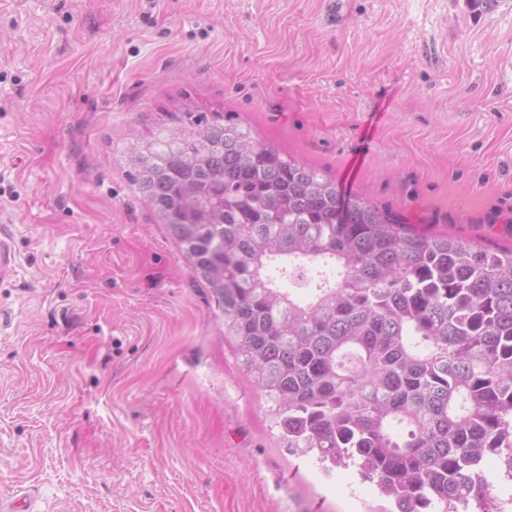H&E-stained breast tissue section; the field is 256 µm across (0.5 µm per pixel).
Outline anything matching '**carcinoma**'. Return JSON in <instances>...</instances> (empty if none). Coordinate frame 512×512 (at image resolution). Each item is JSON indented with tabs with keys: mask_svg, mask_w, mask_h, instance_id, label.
<instances>
[{
	"mask_svg": "<svg viewBox=\"0 0 512 512\" xmlns=\"http://www.w3.org/2000/svg\"><path fill=\"white\" fill-rule=\"evenodd\" d=\"M178 122L132 147V180L288 452L396 512H499L479 493L512 481V245L419 232L230 117Z\"/></svg>",
	"mask_w": 512,
	"mask_h": 512,
	"instance_id": "1",
	"label": "carcinoma"
}]
</instances>
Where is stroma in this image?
I'll return each mask as SVG.
<instances>
[{"mask_svg": "<svg viewBox=\"0 0 512 512\" xmlns=\"http://www.w3.org/2000/svg\"><path fill=\"white\" fill-rule=\"evenodd\" d=\"M186 110L419 230L512 244V0H0V504L385 512L283 446L131 179Z\"/></svg>", "mask_w": 512, "mask_h": 512, "instance_id": "obj_1", "label": "stroma"}]
</instances>
